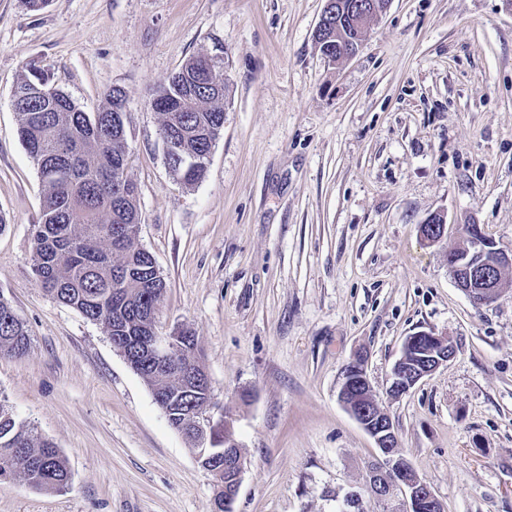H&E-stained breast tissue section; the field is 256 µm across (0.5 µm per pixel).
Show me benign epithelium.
Segmentation results:
<instances>
[{
	"label": "benign epithelium",
	"instance_id": "1",
	"mask_svg": "<svg viewBox=\"0 0 512 512\" xmlns=\"http://www.w3.org/2000/svg\"><path fill=\"white\" fill-rule=\"evenodd\" d=\"M384 8H366L361 3L346 4V0H325L314 36L330 26L339 13L350 15L352 24L359 34H364L371 22L378 18ZM462 239L461 248L448 250V272L454 283L470 301L485 305L499 299L505 292L501 288L502 274L512 268V250L506 251L497 246L478 224H468L458 228ZM420 236L428 242H438L448 235V225L422 224ZM180 330L169 334H154L144 338L142 349L151 363L158 367L167 366L180 349ZM404 348L417 350L411 363L402 358L392 368L387 392L398 397L407 393L423 378L431 375L441 365L455 355L452 340L432 332H418L406 339ZM366 356L356 353L345 366L338 400L354 420L374 440L379 451L378 460L367 469L365 488L367 494L378 503L399 500L397 512H443L441 502L431 487L422 481L408 461L398 452V436L389 414L376 405L372 385L366 374L353 378L351 374L365 370ZM214 399L201 406L194 418L199 435L192 440V451L196 460L214 455L215 447L205 445L207 434L215 435L224 448V458L234 457L237 443L230 435L232 422L224 415L214 417ZM243 469L242 458L229 466V476L224 482V493L232 498L238 492Z\"/></svg>",
	"mask_w": 512,
	"mask_h": 512
}]
</instances>
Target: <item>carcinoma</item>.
<instances>
[{"label": "carcinoma", "instance_id": "1", "mask_svg": "<svg viewBox=\"0 0 512 512\" xmlns=\"http://www.w3.org/2000/svg\"><path fill=\"white\" fill-rule=\"evenodd\" d=\"M203 66L201 55L188 59L152 104L161 115L160 136L176 150L172 171L188 186L204 178L212 143L224 130L226 95L215 93ZM191 80L194 98L180 112L166 110L183 100ZM14 90L28 91L13 97L12 105L20 141L46 187L33 225L34 273L53 298L101 324L108 335H152L167 285L138 241L137 197L118 189L117 175L125 172L128 157L125 113L112 111L110 98L98 112L80 110L54 83H38L32 63ZM182 335L181 356L166 368L156 370L138 357L142 377L157 397L181 391L177 373L197 348L191 331ZM28 345L23 322L0 296V354L22 356ZM5 473L44 491H63L70 481L55 444L0 401V476Z\"/></svg>", "mask_w": 512, "mask_h": 512}]
</instances>
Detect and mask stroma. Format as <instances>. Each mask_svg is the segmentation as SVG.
Masks as SVG:
<instances>
[{
  "label": "stroma",
  "mask_w": 512,
  "mask_h": 512,
  "mask_svg": "<svg viewBox=\"0 0 512 512\" xmlns=\"http://www.w3.org/2000/svg\"><path fill=\"white\" fill-rule=\"evenodd\" d=\"M323 5L0 0V297L30 339L0 357V399L71 471L60 492L0 480V512H212L213 478L147 382L32 270L44 185L12 94L34 60L82 111L128 94L139 240L167 283L156 329L192 331L233 421L235 512H338L363 496L378 452L338 400L358 351L445 512H512V291L478 307L448 272L456 226L512 249V0H388L339 64L313 39ZM201 54L222 56L227 105L206 175L187 186L151 102ZM437 212L453 230L425 242ZM420 331L450 337L455 356L391 397Z\"/></svg>",
  "instance_id": "1"
}]
</instances>
